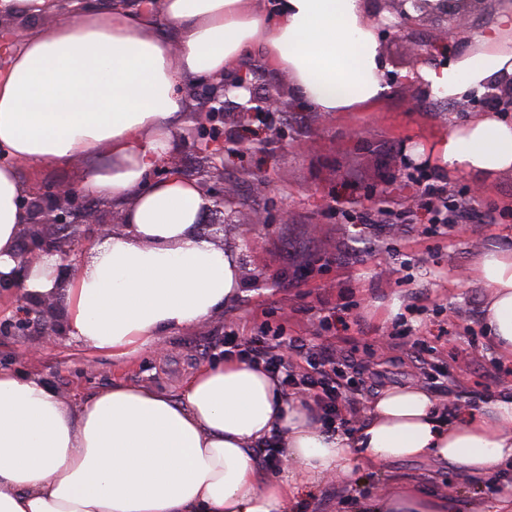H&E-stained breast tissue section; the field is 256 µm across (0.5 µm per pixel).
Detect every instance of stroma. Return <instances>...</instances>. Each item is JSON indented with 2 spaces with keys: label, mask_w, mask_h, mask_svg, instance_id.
<instances>
[{
  "label": "stroma",
  "mask_w": 512,
  "mask_h": 512,
  "mask_svg": "<svg viewBox=\"0 0 512 512\" xmlns=\"http://www.w3.org/2000/svg\"><path fill=\"white\" fill-rule=\"evenodd\" d=\"M391 96L371 112L319 114L305 104L279 117L281 139L269 148L224 157V190L238 203L224 244L238 251L242 295L222 318L183 329L120 358L89 353L68 334H0V368L47 378L77 401L120 379L177 392L189 368L208 363L227 332L257 335L263 326L311 343L332 338L349 365L338 379L366 403L374 386L422 383L471 405L512 385V361L488 345L479 320L483 290L472 269L478 252L512 245V173L483 186L476 218L452 230L417 212L388 233L365 223L378 209H415L417 188L393 180L399 165L427 167L434 180L466 195V176L426 164L422 147L463 113L405 84L406 43L380 35ZM288 204L285 224H255L258 209ZM390 477L457 493L464 512H493L496 492L460 477L455 467L395 461L384 476L356 471L314 485L296 512H345L351 495L382 492Z\"/></svg>",
  "instance_id": "35a3bbf8"
}]
</instances>
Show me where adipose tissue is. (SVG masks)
<instances>
[{
  "instance_id": "adipose-tissue-1",
  "label": "adipose tissue",
  "mask_w": 512,
  "mask_h": 512,
  "mask_svg": "<svg viewBox=\"0 0 512 512\" xmlns=\"http://www.w3.org/2000/svg\"><path fill=\"white\" fill-rule=\"evenodd\" d=\"M160 15L152 21L139 0L91 4L0 48V278H22L30 293L55 289L57 257L24 271L16 260L27 221L18 162L85 160L82 190L111 200L125 226L93 242L66 283L65 325L87 350L113 357L221 317L243 286L236 254L199 233V184L150 178L177 146L190 84L258 49L315 112L368 111L391 90L362 0H278L272 10L266 0H162ZM511 37L508 4L473 50L404 79L463 102L512 75ZM430 159L489 183L512 172V121L476 115ZM474 269L487 340L512 359V249L483 250ZM268 450L283 452L287 472L265 471ZM411 459L496 486V512H512V386L453 408L414 381L378 386L348 432L247 358L214 355L175 394L115 381L76 405L39 378L0 369V512H292L301 486L356 463L381 472ZM350 506L462 512L452 492L399 478Z\"/></svg>"
}]
</instances>
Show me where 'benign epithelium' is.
<instances>
[{"mask_svg":"<svg viewBox=\"0 0 512 512\" xmlns=\"http://www.w3.org/2000/svg\"><path fill=\"white\" fill-rule=\"evenodd\" d=\"M411 3L418 15L405 8ZM487 0H448L444 9L432 8L427 0H378L379 7L374 19L389 12L394 17L393 28L403 34L409 46L413 67L433 65L437 60L434 47H442L451 37H464L471 32L470 13ZM434 19L446 23L439 30L435 45H423L409 39V29L417 22ZM205 86L202 102L205 108L194 115L195 125L191 134L198 152L205 156L208 166L199 175L200 188L208 201L207 226L211 239L224 233V224L237 208H227L230 196L224 193V152L236 151L240 144L232 139L224 140V115L234 112L241 120L255 121L259 117H273L288 108L284 93L276 88L263 93L257 91L258 79H250L247 71L236 69L219 80L202 82ZM466 107L495 112H512V77H504L487 88L480 96L471 95ZM84 194L75 186L44 185L25 197L24 209L28 222L22 225L18 258L22 266L41 261L46 256L56 255L60 263L57 277L65 283L73 277L79 267L73 262L75 256L92 239L101 240L112 235V230L124 224L116 223L95 213L80 214ZM291 211L282 207L273 213L259 212L252 220L254 224H286ZM12 299L8 310L0 312V333L25 336L37 329L46 336L60 335V325L54 319L53 309L61 293L33 297L24 292L22 285L7 284L0 280V299Z\"/></svg>","mask_w":512,"mask_h":512,"instance_id":"obj_1","label":"benign epithelium"}]
</instances>
